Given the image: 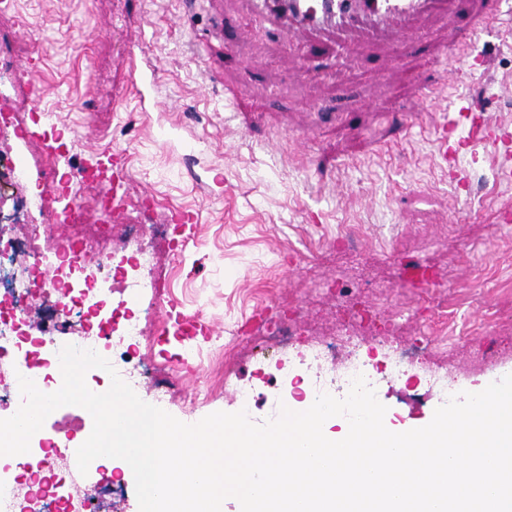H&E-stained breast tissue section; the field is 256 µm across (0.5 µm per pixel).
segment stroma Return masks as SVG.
Listing matches in <instances>:
<instances>
[{"instance_id":"obj_1","label":"stroma","mask_w":512,"mask_h":512,"mask_svg":"<svg viewBox=\"0 0 512 512\" xmlns=\"http://www.w3.org/2000/svg\"><path fill=\"white\" fill-rule=\"evenodd\" d=\"M454 9L446 0L415 20L423 42L415 53L396 59L389 43L364 31L330 32L328 51L307 63L256 20L252 0H12L0 8V52L19 55L0 74V108L23 125L0 130V163L22 160L25 172L0 179V213L28 206L47 154L29 134L38 114L61 133L72 162L92 148L124 154L127 197L148 191L157 200L141 247H158L154 228L170 210H200L186 248L159 247L157 272L169 280L175 312L202 314L217 331L164 344L155 326L147 336L154 361L195 371L170 395L167 411L183 423L235 412L228 392L193 407L188 400L210 351L244 321L232 356L255 391L252 422L277 412L283 395L289 409L306 410L299 388L317 373L306 354L335 342L345 303L378 307L377 331L397 319L390 347H420L424 368L457 391L486 387L512 374V223L499 220L512 210V180L479 145L461 152L467 183L455 189L432 127L456 97L480 99L493 120L512 125V19L466 43L468 57L490 55L491 69L459 70L452 83L439 51L453 37ZM22 15L29 29L19 26ZM35 53L43 60L38 102L23 68ZM412 68L438 81L436 97L418 99L407 81ZM399 125L404 137L387 149ZM411 261L432 280L428 306L416 314ZM450 307L471 328L494 318L490 359H471L460 343L437 348L431 329ZM287 319L303 333L286 359L278 331ZM379 400L397 428L425 424L443 403L421 376L384 386ZM96 508L139 512L131 468L121 467Z\"/></svg>"}]
</instances>
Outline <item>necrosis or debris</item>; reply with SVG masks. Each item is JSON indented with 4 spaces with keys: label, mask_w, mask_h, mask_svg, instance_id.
<instances>
[{
    "label": "necrosis or debris",
    "mask_w": 512,
    "mask_h": 512,
    "mask_svg": "<svg viewBox=\"0 0 512 512\" xmlns=\"http://www.w3.org/2000/svg\"><path fill=\"white\" fill-rule=\"evenodd\" d=\"M71 183L70 173L58 161L42 160L34 199L49 221L28 225L30 246L22 260L16 261L12 271L0 270V368H8L12 375L9 382H0V406L14 411L20 407L18 377L32 379L45 393L57 391L62 384L59 345L52 337L27 332L32 308L50 296L55 299L54 319L71 330L70 344L94 350L111 362L133 390L150 388L153 400L165 403L175 380L173 368L158 364L147 373L129 360L143 346V324L150 314L132 312L130 304H113L112 281L118 278L127 284L130 303L159 297L169 283L156 274L151 252L137 250L125 263L113 264L112 239L128 238L131 225L90 215ZM43 239L51 240L56 257L49 274L42 268L44 252L39 242ZM373 317V311L365 308L341 315L336 342L347 350L344 366L332 378L316 377L311 383L313 394L342 398L356 376L377 389L382 381L403 380L419 367V355L412 350L392 353L382 363L364 356L367 339L360 330ZM228 389L233 390L238 409H251V387L236 384L233 370L219 354L206 372L203 395L208 398ZM75 438L72 432L42 429L32 436L23 461L0 460V512H93L98 489L76 484L79 471L71 450Z\"/></svg>",
    "instance_id": "4bbe7bcc"
}]
</instances>
